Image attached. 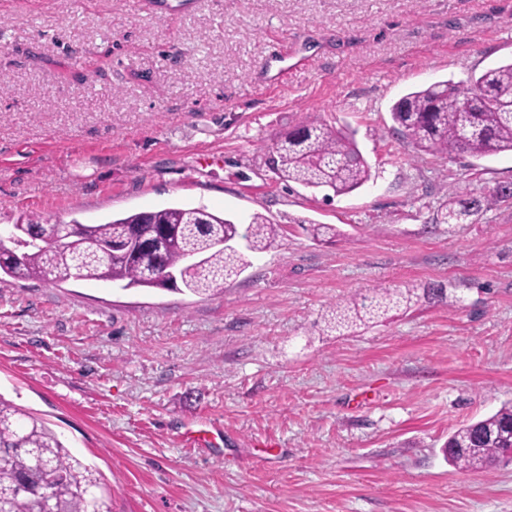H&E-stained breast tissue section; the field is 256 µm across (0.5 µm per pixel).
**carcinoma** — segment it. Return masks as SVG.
I'll return each mask as SVG.
<instances>
[{
  "instance_id": "obj_1",
  "label": "carcinoma",
  "mask_w": 512,
  "mask_h": 512,
  "mask_svg": "<svg viewBox=\"0 0 512 512\" xmlns=\"http://www.w3.org/2000/svg\"><path fill=\"white\" fill-rule=\"evenodd\" d=\"M396 131L421 150L476 157L512 153V62L489 68L461 84L441 81L401 97L391 109ZM269 162L288 182L348 194L371 178L370 166L352 135L316 119L308 120L269 147ZM512 199V183L488 193L456 191L440 204L434 223L465 224L480 212ZM281 226L260 214L241 225L205 206H175L140 211L105 224L83 225V237L70 240L71 225L37 216L12 225L0 240V282L38 277L51 284L69 280L112 281L123 288H163L158 263L180 274L188 291L203 295L240 275L248 266L240 251L220 246L243 237L247 249L262 252ZM163 234L159 251L127 248L134 235ZM454 306L461 298L443 288H377L373 296L352 300L328 320L340 330L378 322L408 309L421 296ZM0 399V512H112L111 497L101 494V474L72 455L42 421ZM448 461L488 471L512 453V404L493 415L457 428L445 445Z\"/></svg>"
}]
</instances>
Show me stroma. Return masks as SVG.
Returning <instances> with one entry per match:
<instances>
[{
    "label": "stroma",
    "mask_w": 512,
    "mask_h": 512,
    "mask_svg": "<svg viewBox=\"0 0 512 512\" xmlns=\"http://www.w3.org/2000/svg\"><path fill=\"white\" fill-rule=\"evenodd\" d=\"M510 61L512 0H0V224L203 205L284 227L208 296L0 283V397L101 473L112 512H512V461L443 451L512 401V201L432 221L454 187L512 182V154L432 155L390 114ZM311 118L354 132L363 187L271 168ZM405 285L461 301L327 332L336 304ZM209 422L223 444L186 446Z\"/></svg>",
    "instance_id": "35a3bbf8"
}]
</instances>
